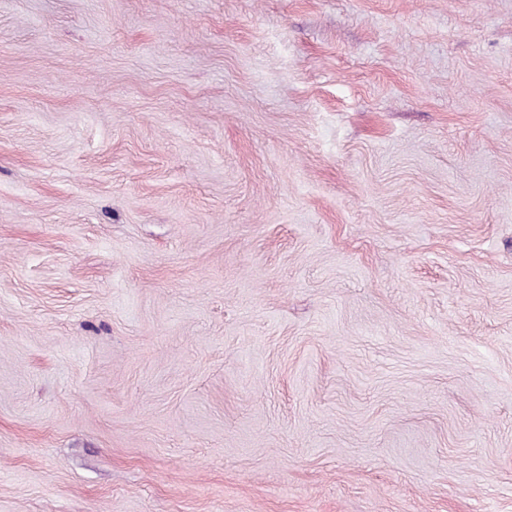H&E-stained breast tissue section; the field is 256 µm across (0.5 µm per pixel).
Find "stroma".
<instances>
[{
  "mask_svg": "<svg viewBox=\"0 0 512 512\" xmlns=\"http://www.w3.org/2000/svg\"><path fill=\"white\" fill-rule=\"evenodd\" d=\"M0 512H512V0H0Z\"/></svg>",
  "mask_w": 512,
  "mask_h": 512,
  "instance_id": "obj_1",
  "label": "stroma"
}]
</instances>
